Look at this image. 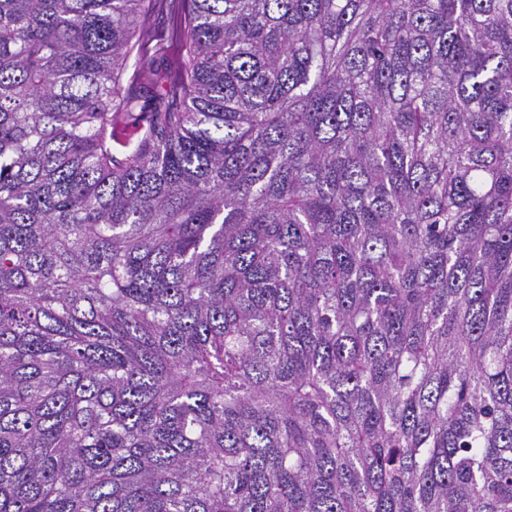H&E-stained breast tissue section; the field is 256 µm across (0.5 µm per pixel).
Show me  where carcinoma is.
<instances>
[{"label": "carcinoma", "mask_w": 512, "mask_h": 512, "mask_svg": "<svg viewBox=\"0 0 512 512\" xmlns=\"http://www.w3.org/2000/svg\"><path fill=\"white\" fill-rule=\"evenodd\" d=\"M157 2L0 0V512H512V0Z\"/></svg>", "instance_id": "1"}]
</instances>
